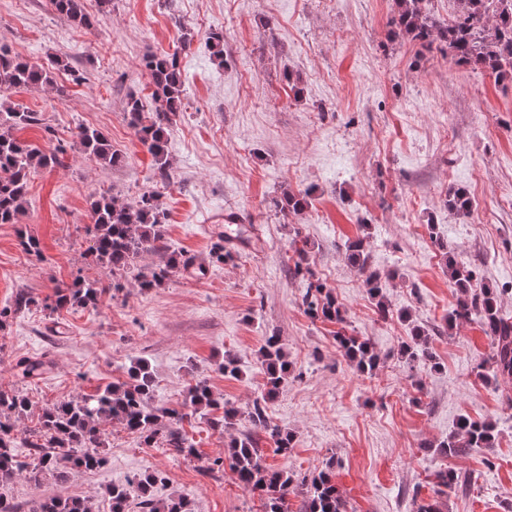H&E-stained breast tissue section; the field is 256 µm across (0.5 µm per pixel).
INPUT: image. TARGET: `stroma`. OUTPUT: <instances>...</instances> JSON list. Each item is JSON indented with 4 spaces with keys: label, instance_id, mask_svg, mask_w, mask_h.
<instances>
[{
    "label": "stroma",
    "instance_id": "stroma-1",
    "mask_svg": "<svg viewBox=\"0 0 512 512\" xmlns=\"http://www.w3.org/2000/svg\"><path fill=\"white\" fill-rule=\"evenodd\" d=\"M393 0H112L91 28L58 19L47 0H0V47L30 62L69 59L79 75L59 73L57 88L15 89L9 99L36 112L40 124L18 139L51 152L66 145L62 165L37 170L20 224L39 239L42 256L22 251L15 226L0 224V307L17 291L36 300L0 327V389L15 387L32 403L18 436L36 428L42 408L121 383L136 359L156 380L153 403L173 409L194 380L241 410L264 382L259 348L280 336L288 378L268 403L272 421L294 435L288 454L261 439L265 466L312 476L331 469L347 512H412V496L439 499L442 512H512V385L495 381L489 339L477 324H449L458 293L448 261L476 267L501 288L512 316V82L457 65L439 49L389 39ZM224 35V62L214 64L209 33ZM177 52L185 80L182 112L168 142L172 180L165 246L205 264L203 276L174 269L165 284L140 289L134 277L112 278L92 263L85 227L89 202L111 191L130 202L155 186L154 162L128 124L130 96L145 97L146 55ZM84 123L105 131L122 151L121 166L102 168L71 149ZM462 186L473 207L450 213L449 187ZM310 192L299 212L271 206L283 192ZM252 249L231 246L213 262L222 221ZM366 236L370 266L397 277L386 288L393 317L382 318L362 275L346 260L349 240ZM310 243L309 265L345 311L347 333L369 340L383 363L366 377L336 341L337 324L301 305L306 287L288 270ZM109 284L97 306L49 315L44 300L75 277ZM411 314L398 319V311ZM436 329L438 370L397 355L411 326ZM240 374L219 370L225 356ZM46 371L21 383L19 358ZM495 423L496 447L445 457L438 445L460 418ZM247 422L217 431L206 416L185 425L197 450L143 445L119 424L105 427L107 462L67 483L7 488L18 512L35 500L71 495L110 512L107 491L140 473L163 480L156 499L183 498L191 512H263L259 494L230 468L212 469ZM469 479L467 494L436 497L434 474Z\"/></svg>",
    "mask_w": 512,
    "mask_h": 512
}]
</instances>
